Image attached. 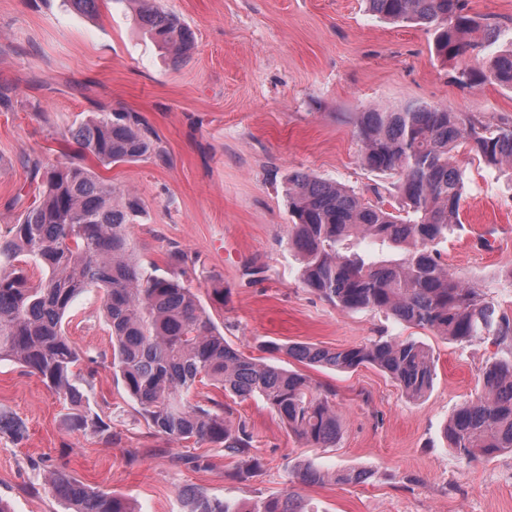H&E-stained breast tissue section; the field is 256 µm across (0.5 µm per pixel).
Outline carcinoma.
<instances>
[{
    "mask_svg": "<svg viewBox=\"0 0 512 512\" xmlns=\"http://www.w3.org/2000/svg\"><path fill=\"white\" fill-rule=\"evenodd\" d=\"M135 21L175 62L194 44V34L159 0H134ZM369 10L393 23L424 25L434 33L442 61L479 53L495 44L501 25L468 12L466 0H367ZM490 79L512 89V41L486 61L467 65L456 80ZM360 161L371 171L395 178L402 207L388 210L354 190L303 171L288 175V248L302 263L301 283L342 311L375 310L395 320L428 328L453 342L490 341L504 356L485 365L481 393L464 403L445 428L448 447L469 461L512 450V314L467 286L448 270L439 245L461 224L465 192L456 152L465 150L512 178V122L483 123L446 106H376L357 114ZM71 138L78 151L101 164L168 162L156 130L137 112H97ZM39 199L16 224L0 231V361H11L37 376L74 409L75 429L92 427L106 442L112 430L83 410L87 397L75 372L82 360L62 320L73 301L97 289L112 339V369L138 413L159 436L173 442L209 443L239 457L234 476L260 475L250 455L253 435L229 407L193 401L198 384L236 399L260 397L299 440L333 448L339 435L335 392L311 387L307 377L245 355L216 328L197 296L178 277L141 263L130 225L143 206L90 169L67 163L44 169ZM369 239L398 257L368 261L356 247ZM43 271L30 280L25 265ZM264 350L283 352L307 366L349 371L371 365L396 380L411 399L432 387L435 368L428 351L408 340L378 339L331 350L310 343ZM26 425L0 414V435L23 438ZM302 484L363 483L359 469L330 471L311 462L297 466ZM49 492L70 512H136L130 501L94 490L61 470L51 472ZM186 512H315L297 488L250 502L179 490Z\"/></svg>",
    "mask_w": 512,
    "mask_h": 512,
    "instance_id": "1",
    "label": "carcinoma"
}]
</instances>
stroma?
<instances>
[{"mask_svg": "<svg viewBox=\"0 0 512 512\" xmlns=\"http://www.w3.org/2000/svg\"><path fill=\"white\" fill-rule=\"evenodd\" d=\"M195 33L189 57L173 62L135 22L134 0H104L95 17L66 0H0V87L14 90L0 108V229L18 223L49 166L70 152L69 133L94 112L140 113L157 131L171 162L83 166L144 206L130 231L145 265L170 270L169 253L188 256L183 284L225 339L260 356L266 341L331 349L388 336L428 348L433 385L410 399L383 371L306 368L312 386L336 393L335 447L310 448L288 433L259 398L239 401L212 387L201 397L229 406L253 433L261 476L235 478L238 457L209 444L155 435L110 365L111 336L103 294L76 298L63 319L91 373L89 405L112 428L111 442L75 430L70 411L41 380L0 361V413L23 419L24 440L0 436V500L10 512H66L47 489L59 467L95 490L129 499L138 512H181L180 488L232 501L285 491L294 468H361L362 484H307L317 512H512V451L489 460L456 456L444 437L453 412L481 389L485 363L499 354L487 341L459 344L363 310L344 312L300 281L301 262L287 246L289 173L336 181L385 208L398 206L391 176L359 160L358 112L374 105L446 106L496 124L512 121V89L455 81L459 64L441 62L431 31L372 16L365 0H160ZM467 186L462 227L441 249L451 271L512 312V179L459 152ZM229 294L216 302L211 289ZM201 457L189 469L176 457Z\"/></svg>", "mask_w": 512, "mask_h": 512, "instance_id": "1", "label": "stroma"}]
</instances>
